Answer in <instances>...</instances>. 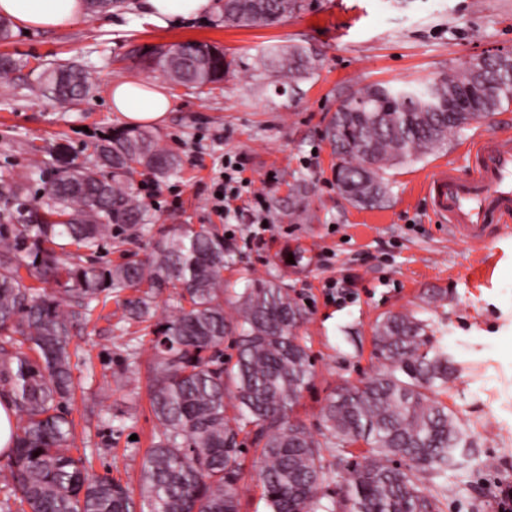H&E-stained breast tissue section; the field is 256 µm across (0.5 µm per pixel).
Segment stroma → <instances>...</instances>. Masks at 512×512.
Here are the masks:
<instances>
[{
	"instance_id": "stroma-1",
	"label": "stroma",
	"mask_w": 512,
	"mask_h": 512,
	"mask_svg": "<svg viewBox=\"0 0 512 512\" xmlns=\"http://www.w3.org/2000/svg\"><path fill=\"white\" fill-rule=\"evenodd\" d=\"M306 9L269 27H229L223 0L211 14L160 27L128 8L84 17L66 31L13 27L0 52L79 63L108 49L117 65L101 69L98 89L82 112L53 98L13 101L0 83V165L23 174V143L53 145L65 159L120 121L109 84L121 78L161 83L172 100L160 147L180 157L179 176L158 182L142 199L157 224L214 225L234 247L226 280L280 278L307 311L300 334L315 377L297 408L314 437L320 411L343 382L370 376L378 364L372 334L391 312L425 320L457 368L441 395L474 443L462 469L424 480L444 512H495L494 492L512 487V228L495 244L460 242L432 212L422 186L435 165L465 174L469 148L483 135L512 136V107L493 123L475 122L448 136L421 160L388 169L390 192L375 209L351 206L336 188V156L328 129L337 106L376 83L399 84L447 73L467 60L512 53V0H305ZM188 40L223 48L234 69L210 94L178 87L129 58L136 46ZM302 46L314 69L295 82L266 70L274 46ZM228 155L241 157L253 192L263 193L266 224L225 223L210 197ZM306 183L293 191L295 181ZM303 246L307 263L287 265L288 248ZM439 299H432V292ZM75 395L65 408L74 423L73 454L96 475L140 497L142 463L157 422L150 408L152 336L132 324L115 331L103 319L78 325L70 338ZM240 512H268L256 480L260 449L241 433Z\"/></svg>"
}]
</instances>
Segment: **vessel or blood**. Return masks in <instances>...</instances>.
Instances as JSON below:
<instances>
[{
  "label": "vessel or blood",
  "instance_id": "obj_1",
  "mask_svg": "<svg viewBox=\"0 0 512 512\" xmlns=\"http://www.w3.org/2000/svg\"><path fill=\"white\" fill-rule=\"evenodd\" d=\"M477 154L480 163L469 177L441 165L425 183L434 213L460 241L485 238L492 215L512 216V139H483Z\"/></svg>",
  "mask_w": 512,
  "mask_h": 512
}]
</instances>
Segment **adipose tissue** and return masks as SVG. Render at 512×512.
I'll list each match as a JSON object with an SVG mask.
<instances>
[{
  "label": "adipose tissue",
  "instance_id": "ef3b65f1",
  "mask_svg": "<svg viewBox=\"0 0 512 512\" xmlns=\"http://www.w3.org/2000/svg\"><path fill=\"white\" fill-rule=\"evenodd\" d=\"M212 0H141L139 7L158 26L196 17L210 10ZM83 0H0V16L25 28L65 29L79 22ZM111 109L128 126L163 124L172 102L157 83L123 79L111 83Z\"/></svg>",
  "mask_w": 512,
  "mask_h": 512
}]
</instances>
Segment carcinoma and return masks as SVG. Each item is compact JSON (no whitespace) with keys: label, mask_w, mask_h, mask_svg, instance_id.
Segmentation results:
<instances>
[{"label":"carcinoma","mask_w":512,"mask_h":512,"mask_svg":"<svg viewBox=\"0 0 512 512\" xmlns=\"http://www.w3.org/2000/svg\"><path fill=\"white\" fill-rule=\"evenodd\" d=\"M124 7L126 0H86L91 14ZM301 10L303 0H224V24L269 26ZM131 55L188 89L220 83L231 67L224 51L198 41L145 53L135 47ZM264 65L290 80L312 69L295 45L273 49ZM456 75L452 94L448 83L429 79L379 83L346 98L329 128L344 196L382 206L389 166L440 149L449 133L512 104V60L467 62ZM0 79L25 97L72 108L97 86L88 65L32 66L7 53ZM24 151L25 177L0 167V397L20 417L0 480L3 512H134L126 487L91 474L87 459L70 451L73 424L60 408L74 389L69 336L112 299L123 308L120 322H147L155 316L152 299L164 291L178 309L152 329L149 397L159 432L142 465L149 512H239L237 438L248 428L261 444L258 481L270 512H442L441 500L422 491V478L462 465L473 442L437 398L457 368L427 324L406 313L382 317L373 336L377 371L337 387L323 405L336 468L348 474L324 504L330 471L322 444L294 416L314 369L299 337L306 313L288 289L274 277L247 278L226 312L224 270L233 253L206 224L173 228L142 259L106 266L85 259L151 230L154 216L136 176L167 178L179 159L146 128H115L85 143L80 161L32 141ZM35 179L38 195L30 199L27 182ZM129 289L139 295L124 296ZM227 336L237 337L230 366L220 355ZM229 394L237 402L231 420Z\"/></svg>","instance_id":"carcinoma-1"}]
</instances>
